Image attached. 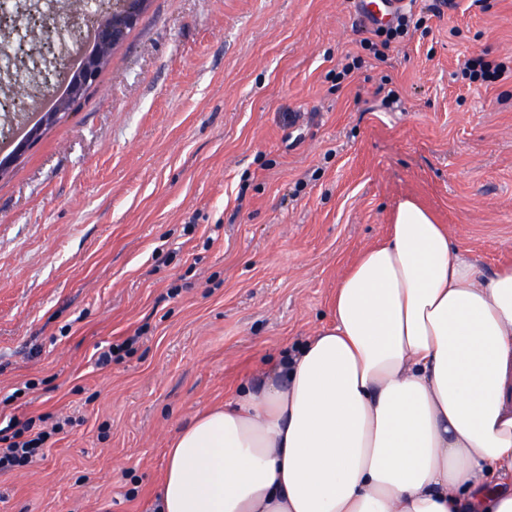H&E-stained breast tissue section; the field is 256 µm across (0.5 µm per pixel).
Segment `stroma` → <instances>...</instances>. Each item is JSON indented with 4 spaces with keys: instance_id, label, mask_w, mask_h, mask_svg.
Returning a JSON list of instances; mask_svg holds the SVG:
<instances>
[{
    "instance_id": "1",
    "label": "stroma",
    "mask_w": 512,
    "mask_h": 512,
    "mask_svg": "<svg viewBox=\"0 0 512 512\" xmlns=\"http://www.w3.org/2000/svg\"><path fill=\"white\" fill-rule=\"evenodd\" d=\"M413 11L378 58L353 0H151L0 176V411L72 419L0 512H154L179 428L330 322L405 200L512 264V76L463 73L512 69V0Z\"/></svg>"
}]
</instances>
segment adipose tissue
Wrapping results in <instances>:
<instances>
[{
  "label": "adipose tissue",
  "instance_id": "1",
  "mask_svg": "<svg viewBox=\"0 0 512 512\" xmlns=\"http://www.w3.org/2000/svg\"><path fill=\"white\" fill-rule=\"evenodd\" d=\"M167 456L158 512H512V265L402 202L331 322Z\"/></svg>",
  "mask_w": 512,
  "mask_h": 512
}]
</instances>
